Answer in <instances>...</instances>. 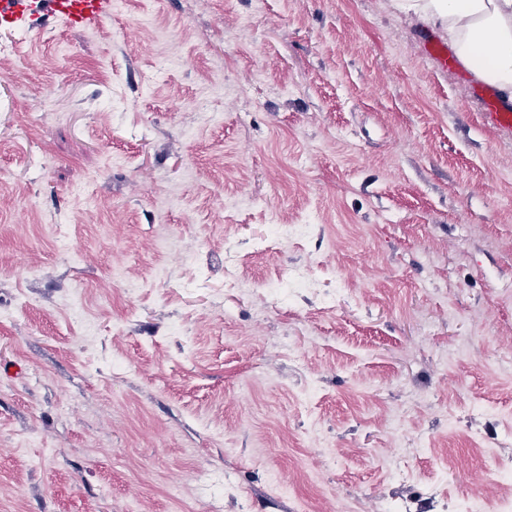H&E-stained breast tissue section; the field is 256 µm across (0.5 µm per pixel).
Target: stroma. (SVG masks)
Instances as JSON below:
<instances>
[{"label":"stroma","mask_w":512,"mask_h":512,"mask_svg":"<svg viewBox=\"0 0 512 512\" xmlns=\"http://www.w3.org/2000/svg\"><path fill=\"white\" fill-rule=\"evenodd\" d=\"M24 5L0 20V512H200L229 465L221 512L511 498L483 471L512 421V138L423 25L389 0ZM276 223L310 230L258 248ZM45 3L51 14L62 15L75 24L96 21L111 7L109 0H47Z\"/></svg>","instance_id":"1"}]
</instances>
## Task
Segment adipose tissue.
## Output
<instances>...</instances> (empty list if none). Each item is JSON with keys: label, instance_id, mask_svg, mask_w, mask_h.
Instances as JSON below:
<instances>
[{"label": "adipose tissue", "instance_id": "obj_1", "mask_svg": "<svg viewBox=\"0 0 512 512\" xmlns=\"http://www.w3.org/2000/svg\"><path fill=\"white\" fill-rule=\"evenodd\" d=\"M391 6L441 26L477 81L512 92V0H391Z\"/></svg>", "mask_w": 512, "mask_h": 512}]
</instances>
